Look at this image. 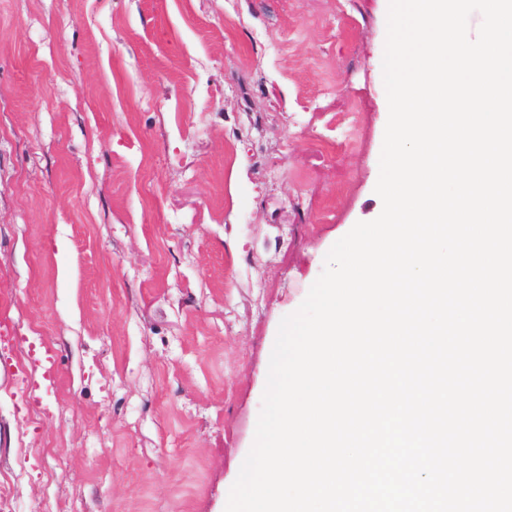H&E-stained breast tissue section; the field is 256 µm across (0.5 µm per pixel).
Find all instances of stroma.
Masks as SVG:
<instances>
[{
	"label": "stroma",
	"mask_w": 512,
	"mask_h": 512,
	"mask_svg": "<svg viewBox=\"0 0 512 512\" xmlns=\"http://www.w3.org/2000/svg\"><path fill=\"white\" fill-rule=\"evenodd\" d=\"M388 0H0V499L225 512L281 319L382 205Z\"/></svg>",
	"instance_id": "1"
}]
</instances>
